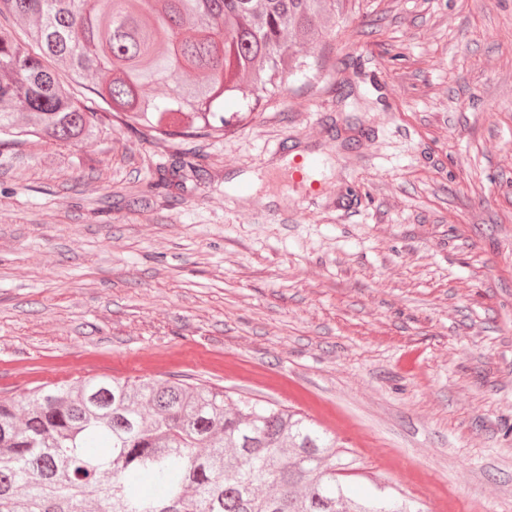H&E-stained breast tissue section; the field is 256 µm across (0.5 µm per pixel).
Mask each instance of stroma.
<instances>
[{
    "instance_id": "35a3bbf8",
    "label": "stroma",
    "mask_w": 512,
    "mask_h": 512,
    "mask_svg": "<svg viewBox=\"0 0 512 512\" xmlns=\"http://www.w3.org/2000/svg\"><path fill=\"white\" fill-rule=\"evenodd\" d=\"M237 109L0 146V396L185 375L335 434L352 497L512 512V0H346ZM312 162L300 157L299 160L294 159L289 166L288 175L294 183L302 185L309 196L319 197L328 193V188L314 179L310 175Z\"/></svg>"
}]
</instances>
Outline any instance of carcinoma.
<instances>
[{
    "instance_id": "carcinoma-1",
    "label": "carcinoma",
    "mask_w": 512,
    "mask_h": 512,
    "mask_svg": "<svg viewBox=\"0 0 512 512\" xmlns=\"http://www.w3.org/2000/svg\"><path fill=\"white\" fill-rule=\"evenodd\" d=\"M343 0H0V144L224 136L301 70ZM26 29L30 48L16 37ZM107 106L91 112L43 64ZM336 436L306 416L170 376L89 375L0 398V512H422L347 495Z\"/></svg>"
}]
</instances>
